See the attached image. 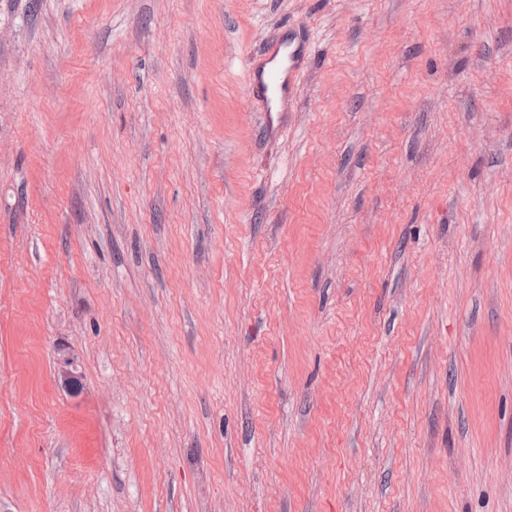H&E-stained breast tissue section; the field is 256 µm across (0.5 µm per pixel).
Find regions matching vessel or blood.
<instances>
[{
	"mask_svg": "<svg viewBox=\"0 0 512 512\" xmlns=\"http://www.w3.org/2000/svg\"><path fill=\"white\" fill-rule=\"evenodd\" d=\"M299 48L294 43L266 45L246 61L248 89L261 98L292 97L297 80Z\"/></svg>",
	"mask_w": 512,
	"mask_h": 512,
	"instance_id": "b4317fda",
	"label": "vessel or blood"
}]
</instances>
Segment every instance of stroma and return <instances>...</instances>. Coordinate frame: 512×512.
<instances>
[{
	"instance_id": "1",
	"label": "stroma",
	"mask_w": 512,
	"mask_h": 512,
	"mask_svg": "<svg viewBox=\"0 0 512 512\" xmlns=\"http://www.w3.org/2000/svg\"><path fill=\"white\" fill-rule=\"evenodd\" d=\"M0 512H512V0H0ZM299 47L293 42H275L246 60L248 89L253 95L269 99L293 96L297 80Z\"/></svg>"
}]
</instances>
